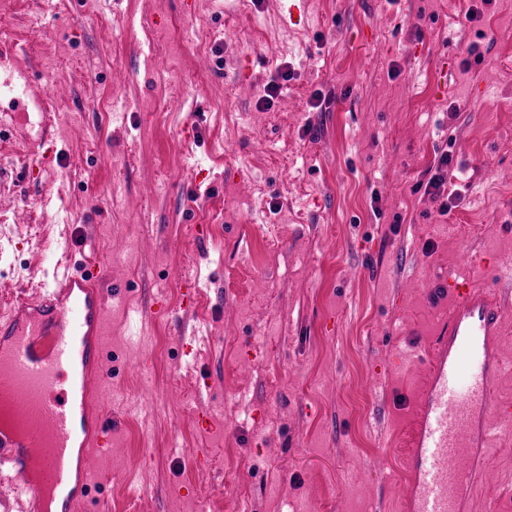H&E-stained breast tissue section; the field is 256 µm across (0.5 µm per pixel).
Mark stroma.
<instances>
[{
    "label": "stroma",
    "mask_w": 512,
    "mask_h": 512,
    "mask_svg": "<svg viewBox=\"0 0 512 512\" xmlns=\"http://www.w3.org/2000/svg\"><path fill=\"white\" fill-rule=\"evenodd\" d=\"M281 2L0 13V312L58 265L117 295L88 512H404L399 356L451 280L512 302V0ZM492 421L469 512H512ZM450 161L451 158L448 153H442L437 160L434 173L430 176L426 184V193L433 195L434 199H439L441 196V187L446 182V176L448 175V165L450 164Z\"/></svg>",
    "instance_id": "stroma-1"
}]
</instances>
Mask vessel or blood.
<instances>
[{
    "instance_id": "vessel-or-blood-1",
    "label": "vessel or blood",
    "mask_w": 512,
    "mask_h": 512,
    "mask_svg": "<svg viewBox=\"0 0 512 512\" xmlns=\"http://www.w3.org/2000/svg\"><path fill=\"white\" fill-rule=\"evenodd\" d=\"M56 279L57 287L18 300L0 318V403L13 416L0 425V472L21 478L32 512H52L56 502L63 512H80L84 497L76 489L91 485L94 444L104 432L89 399L111 310L99 277L64 270ZM448 292L410 436V512H465L492 443L489 409L507 306L497 290L472 279Z\"/></svg>"
}]
</instances>
